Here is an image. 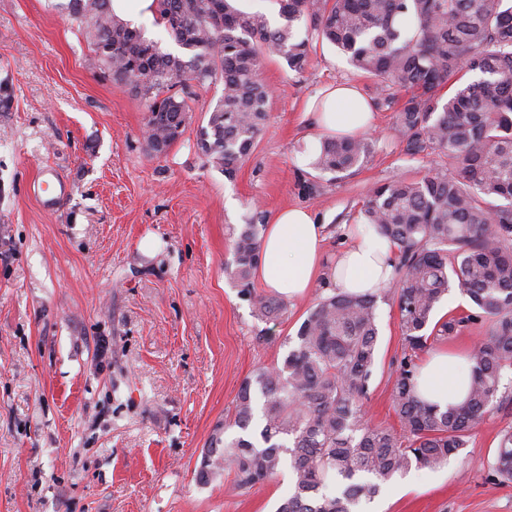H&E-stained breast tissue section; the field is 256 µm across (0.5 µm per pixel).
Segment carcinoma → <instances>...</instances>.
Returning a JSON list of instances; mask_svg holds the SVG:
<instances>
[{"mask_svg": "<svg viewBox=\"0 0 512 512\" xmlns=\"http://www.w3.org/2000/svg\"><path fill=\"white\" fill-rule=\"evenodd\" d=\"M279 22L235 0H154V20L178 54L115 14L112 0H69L67 17L100 69L146 107L147 146L164 154L190 119V88L220 81L223 92L196 135L198 151L232 179L268 118L261 58L305 72L312 40L335 46L373 80L370 106L396 108L402 151L440 152L453 170L377 183L362 223L395 247L404 353L392 360L391 401L399 428L371 423L364 399L374 378L379 298L320 295L281 363L239 388L232 415L213 434L199 480L230 468L248 489L283 464L294 491L276 512H359L383 485L413 468H437L485 423L512 372V0H274ZM377 138L324 140L309 166L343 178L374 153ZM265 230L254 211L224 267L256 315L276 320L287 303L253 288ZM473 310L434 320L452 283ZM486 335L469 351L466 400L440 410L416 395L418 354L476 322ZM261 412L260 443L252 438ZM488 479L512 483V427L498 434Z\"/></svg>", "mask_w": 512, "mask_h": 512, "instance_id": "obj_1", "label": "carcinoma"}]
</instances>
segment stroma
Here are the masks:
<instances>
[{
  "instance_id": "1",
  "label": "stroma",
  "mask_w": 512,
  "mask_h": 512,
  "mask_svg": "<svg viewBox=\"0 0 512 512\" xmlns=\"http://www.w3.org/2000/svg\"><path fill=\"white\" fill-rule=\"evenodd\" d=\"M63 2L0 0V512H275L293 490L289 470L246 490L229 469L205 485L197 474L243 380L282 361L330 286L259 320L224 272L233 231L253 209L270 218L303 206L328 224L333 256L374 184L448 159L405 156L395 110H379L368 161L341 180L316 174L302 159L320 141L310 102L339 83L373 86L318 42L300 75L264 56L270 118L235 179L195 147L219 82L193 87L183 136L150 155L143 103L102 74ZM46 167L70 186L52 210L32 193ZM303 176L318 193L303 191ZM149 236L161 242L150 255ZM378 315L365 408L393 426L390 363L403 341L392 299ZM509 425L512 402L447 465L384 486L369 512H512V483L487 478Z\"/></svg>"
}]
</instances>
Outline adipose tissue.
Returning <instances> with one entry per match:
<instances>
[{
	"label": "adipose tissue",
	"instance_id": "ef3b65f1",
	"mask_svg": "<svg viewBox=\"0 0 512 512\" xmlns=\"http://www.w3.org/2000/svg\"><path fill=\"white\" fill-rule=\"evenodd\" d=\"M372 121L367 100L346 85L330 90L323 110L314 115L323 136L357 135L368 131ZM343 230L347 244L330 259L324 253L326 227L309 209L293 206L278 211L262 237L257 280L288 300L305 296L321 279L340 292H380L393 274V246L374 232H363L358 224L344 225ZM469 367L466 349L435 348L421 363L418 396L442 409L461 403L468 391Z\"/></svg>",
	"mask_w": 512,
	"mask_h": 512
}]
</instances>
